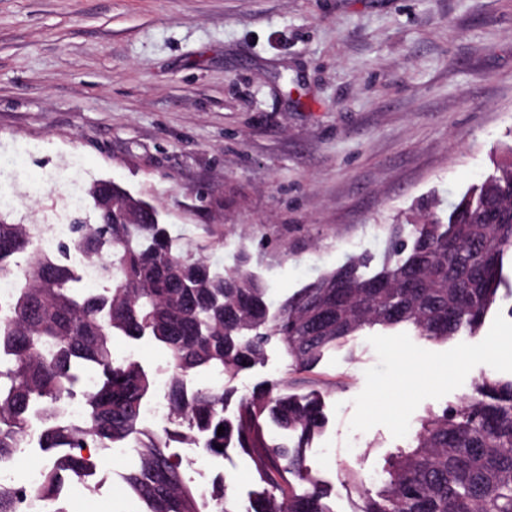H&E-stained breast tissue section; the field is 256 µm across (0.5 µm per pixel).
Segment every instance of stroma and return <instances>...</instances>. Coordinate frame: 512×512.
Segmentation results:
<instances>
[{
    "label": "stroma",
    "instance_id": "35a3bbf8",
    "mask_svg": "<svg viewBox=\"0 0 512 512\" xmlns=\"http://www.w3.org/2000/svg\"><path fill=\"white\" fill-rule=\"evenodd\" d=\"M512 0H0V193L13 221L67 224L72 185L113 180L157 207L172 236L220 270L250 257L272 304L351 254L378 270L397 217L439 212L508 161ZM512 298L448 342L373 328L308 372L325 423L305 465L334 512L378 488L421 421L473 380L512 378ZM165 399L172 371L153 338L115 337ZM280 342L222 379L240 394L294 380ZM194 487L230 502L262 491L251 458L175 442ZM62 490L65 512H141L123 476Z\"/></svg>",
    "mask_w": 512,
    "mask_h": 512
}]
</instances>
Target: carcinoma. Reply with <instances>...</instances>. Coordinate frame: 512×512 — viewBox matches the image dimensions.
Listing matches in <instances>:
<instances>
[{"label":"carcinoma","instance_id":"obj_1","mask_svg":"<svg viewBox=\"0 0 512 512\" xmlns=\"http://www.w3.org/2000/svg\"><path fill=\"white\" fill-rule=\"evenodd\" d=\"M86 194L91 214L74 217L62 251L73 248L98 267L96 293L84 290L79 269L35 247L32 225L0 210V275L15 288L0 301V454L23 446L33 405L53 413L94 371L101 378L85 396L84 422H47L41 447L123 448L135 441L139 464L127 484L146 512H202L203 499L167 453L171 434L140 428L154 379L136 360L114 358L113 337L151 336L164 346L173 370L170 411L187 423L179 433L185 443L201 440L211 455L237 448L251 458L266 487L248 512H331L326 490L304 465L323 422L319 394L270 385L240 397L228 419L224 401L231 391L207 385L188 397L186 379L203 367L220 375L239 371L263 358L274 339L298 371L311 370L326 347L376 326L405 325L448 341L463 328L477 330L509 281L512 162L470 186L447 216L432 220L427 211L409 235L404 225H390L380 270L366 274L369 257L353 254L275 312L262 282L246 269L248 255L220 271L181 248L157 208L119 183L96 180ZM265 414L294 434L293 444L266 437ZM87 467L69 452L43 471L36 492L45 512H59L62 473L77 481ZM384 474L374 491L348 470L357 512H512V379L486 375L460 405L430 414L412 449Z\"/></svg>","mask_w":512,"mask_h":512}]
</instances>
